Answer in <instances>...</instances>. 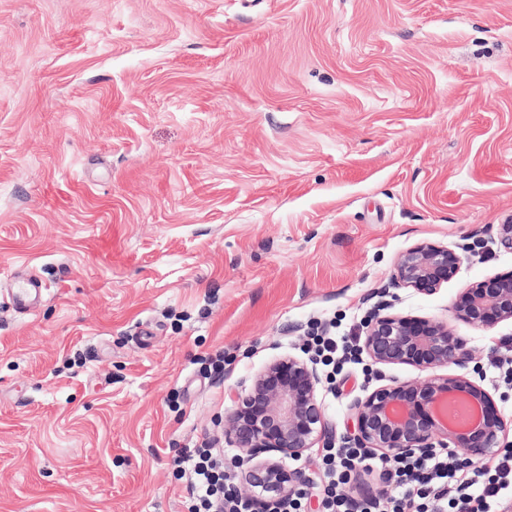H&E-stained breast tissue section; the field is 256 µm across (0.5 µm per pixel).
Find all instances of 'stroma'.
<instances>
[{"instance_id":"35a3bbf8","label":"stroma","mask_w":512,"mask_h":512,"mask_svg":"<svg viewBox=\"0 0 512 512\" xmlns=\"http://www.w3.org/2000/svg\"><path fill=\"white\" fill-rule=\"evenodd\" d=\"M511 219L512 0H0V512H184L230 392L381 296L453 326L512 421V323L452 309L512 271ZM422 242L456 276L389 287ZM375 370L320 384L337 437ZM43 290L37 279L33 277L25 279L22 285L14 290V307L24 313L31 312L42 299Z\"/></svg>"}]
</instances>
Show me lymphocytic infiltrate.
Masks as SVG:
<instances>
[{"label":"lymphocytic infiltrate","mask_w":512,"mask_h":512,"mask_svg":"<svg viewBox=\"0 0 512 512\" xmlns=\"http://www.w3.org/2000/svg\"><path fill=\"white\" fill-rule=\"evenodd\" d=\"M176 465L190 486L185 512H252L213 449H184ZM372 465L383 470L388 492L381 498L349 499L347 485ZM313 496L319 497L321 512H512V448L492 464L467 468L444 448L376 460L347 440L323 449L317 481L297 487L272 512H304Z\"/></svg>","instance_id":"1"}]
</instances>
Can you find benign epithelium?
Wrapping results in <instances>:
<instances>
[{
	"label": "benign epithelium",
	"mask_w": 512,
	"mask_h": 512,
	"mask_svg": "<svg viewBox=\"0 0 512 512\" xmlns=\"http://www.w3.org/2000/svg\"><path fill=\"white\" fill-rule=\"evenodd\" d=\"M462 256L443 244L423 242L403 251L389 287L432 293L457 273ZM381 300L362 327L363 353L379 366L408 365L426 373L400 381L377 376L382 384L357 399L353 440L375 455L422 454L433 448L459 451L461 462L482 461L505 447V424L492 395L465 374H443L449 365L465 368L473 353L448 323L388 311ZM453 309L475 327L512 322V271L487 277L462 289ZM311 361L295 356L276 358L259 371L250 386L234 398L224 436L239 451L237 476L254 512L310 482L302 468L286 459H300L315 445L328 446L335 430L324 417Z\"/></svg>",
	"instance_id": "benign-epithelium-1"
}]
</instances>
